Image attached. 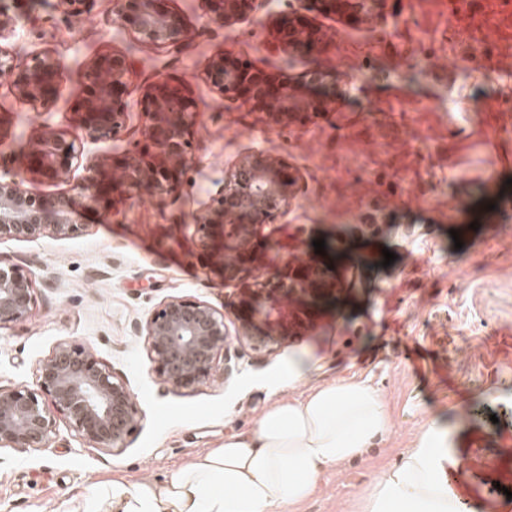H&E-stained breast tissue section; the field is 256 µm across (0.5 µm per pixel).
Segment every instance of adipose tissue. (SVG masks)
Instances as JSON below:
<instances>
[{"instance_id": "obj_1", "label": "adipose tissue", "mask_w": 512, "mask_h": 512, "mask_svg": "<svg viewBox=\"0 0 512 512\" xmlns=\"http://www.w3.org/2000/svg\"><path fill=\"white\" fill-rule=\"evenodd\" d=\"M390 428L380 395L332 382L271 405L247 433L195 455L170 478L93 488L71 512H291L328 468L360 456ZM455 429L427 423L400 464L379 477L363 512H460L448 486Z\"/></svg>"}]
</instances>
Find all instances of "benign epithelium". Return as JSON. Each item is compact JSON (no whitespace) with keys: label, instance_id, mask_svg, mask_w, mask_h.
<instances>
[{"label":"benign epithelium","instance_id":"7a95c632","mask_svg":"<svg viewBox=\"0 0 512 512\" xmlns=\"http://www.w3.org/2000/svg\"><path fill=\"white\" fill-rule=\"evenodd\" d=\"M207 22L228 28L254 12V0H200ZM113 22L139 41L160 49L181 45L189 33L185 16L173 0H113ZM308 25L273 27L277 48L313 45ZM228 52L217 51L206 75L226 95L238 91L243 78L227 68ZM133 59L122 51L98 55L83 73L82 89L72 121L92 142L117 138L131 102L142 118L140 138L114 163L105 156L81 166L84 142L46 129L20 149L9 130L0 127V153L19 152L21 173L0 178V239L43 236L71 238L85 226V212L102 216L118 212L134 198L173 193L190 168L192 101L182 80L159 75L133 92L129 76ZM65 77L61 60L49 53L31 55L16 67L0 49V85L21 107L48 108L57 100ZM283 83L280 94L263 98L268 120L286 125L302 103ZM67 186L62 192L36 195L23 187L25 176ZM297 177L288 164L263 152L245 157L224 179L210 204L195 222L200 236L199 259L219 270L227 281L242 279L268 259L257 242L259 226L274 221L296 193ZM274 275L254 284L247 305L267 329L250 339L259 347L269 336H286L306 327L304 310L325 296L320 282L326 270L297 254L278 257ZM35 304V285L17 265H0V329L26 317ZM147 357L162 381L187 389L210 379L218 367L230 371L221 357L230 341L224 314L205 301L172 297L159 304L141 326ZM93 448H125L137 429L139 409L127 384L84 347L63 341L39 362L38 389L0 386V449L17 451L45 447L57 418Z\"/></svg>","mask_w":512,"mask_h":512}]
</instances>
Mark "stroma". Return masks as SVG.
<instances>
[{
	"label": "stroma",
	"instance_id": "35a3bbf8",
	"mask_svg": "<svg viewBox=\"0 0 512 512\" xmlns=\"http://www.w3.org/2000/svg\"><path fill=\"white\" fill-rule=\"evenodd\" d=\"M315 31L305 51L285 54L273 47L270 24L240 22L217 28L203 18L199 0H173L191 28L183 48L160 50L117 35L112 0H94L90 11L70 18L56 0H20L17 28L5 46L17 62L34 53L61 57L66 78L53 106L21 108L0 88V113L10 114L16 146L46 129L80 137L71 121L82 73L99 54L126 50L136 65L131 86L156 74L184 80L195 101L190 110L193 162L175 195L133 200L108 217L91 212L82 234L66 239L0 240V262L28 271L36 302L24 319L0 329V385L37 386V367L61 341L88 348L132 390L140 412L138 428L124 448H93L65 422L48 447L0 450V512H69L74 500L100 483L166 479L197 453L219 447L225 435L251 429L275 402L297 398L333 381H360L378 390L391 417L386 438L361 457L321 475L318 489L297 512H361L362 498L380 473L398 463L423 425H460L457 451L463 472L453 485L472 512H502L512 491V213L496 230L478 222L490 194L512 195V137L495 102L512 98V79L498 70L512 61V29L481 39L490 62L471 68L453 31L437 29L420 0H386L362 23L328 19L311 11V0H293ZM429 29L439 56L454 57L458 73L426 91L441 99L437 111L398 116L387 108L391 81L409 84L408 72L387 73L398 53L378 57L376 77L363 87L377 111L361 112L345 96L344 79L357 54L338 53L343 36L384 29L395 7ZM250 61L279 78L321 72V81L300 88L301 100H333L332 111L300 126H270L265 111L252 112L223 98L205 80L210 57L219 50ZM472 98L489 103L480 119L467 110ZM351 139L337 150V128ZM423 148H412L414 138ZM263 151L282 159L299 176L285 215L261 229L280 252L297 240L342 237L352 246L328 270L345 287L327 298L306 332L280 336L256 347L246 333L258 330L238 302L239 286L197 259L195 218L217 184L240 161ZM365 152L373 175L349 174L336 182L341 161ZM420 191L398 197V183ZM345 211L375 213L381 233L354 231L334 220ZM396 256L385 264V252ZM197 298L223 312L231 340L232 370L191 389L164 384L147 357L140 332L148 316L173 297ZM318 359L311 380L289 383L286 362L294 351Z\"/></svg>",
	"mask_w": 512,
	"mask_h": 512
}]
</instances>
